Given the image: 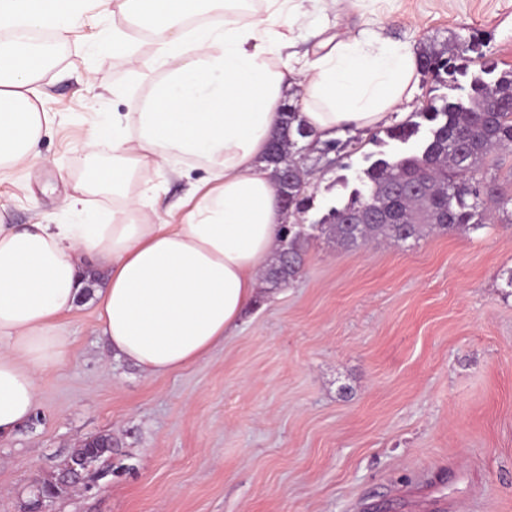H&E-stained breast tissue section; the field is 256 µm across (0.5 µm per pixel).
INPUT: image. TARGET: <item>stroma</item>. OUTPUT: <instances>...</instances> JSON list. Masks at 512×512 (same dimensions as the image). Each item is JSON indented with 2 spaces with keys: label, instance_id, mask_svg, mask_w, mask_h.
<instances>
[{
  "label": "stroma",
  "instance_id": "stroma-1",
  "mask_svg": "<svg viewBox=\"0 0 512 512\" xmlns=\"http://www.w3.org/2000/svg\"><path fill=\"white\" fill-rule=\"evenodd\" d=\"M79 12L41 82L55 121L39 156L0 173L1 222L80 223L67 198L91 160L112 163L111 142L93 137L102 115L131 111L158 74L151 42L135 72L113 54L118 14L98 0ZM327 23L420 51L474 38L512 68V0H354L348 15L310 17L295 51ZM375 150L365 130L308 156L301 276L259 288L199 363L144 377L110 358L96 304L64 316L67 355L45 370L33 414L0 437V512H26L37 480L102 433L111 459L53 512H432L431 495L455 512H512V224L339 247L315 225ZM204 175L196 164L131 190L162 184L168 206Z\"/></svg>",
  "mask_w": 512,
  "mask_h": 512
}]
</instances>
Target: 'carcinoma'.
<instances>
[{"instance_id": "cac0c4a2", "label": "carcinoma", "mask_w": 512, "mask_h": 512, "mask_svg": "<svg viewBox=\"0 0 512 512\" xmlns=\"http://www.w3.org/2000/svg\"><path fill=\"white\" fill-rule=\"evenodd\" d=\"M474 51V44L464 42L450 50L420 54L421 73L437 78L447 92L430 97L412 118L386 128V139H376L383 146L395 142V151L365 156L369 165L357 176L359 186L319 221L338 245L356 249L380 239L404 244L419 240L427 226L458 233L498 221L512 223V194H506L489 173V162L512 151V69H501L480 53L479 68L472 70L468 53ZM492 99L499 103L495 112L488 111ZM281 114L266 161L276 168L286 164L299 170L305 157L301 142L313 132L296 104L284 103ZM279 188L288 195V213L311 208V197L299 181L290 178ZM377 213L392 221L374 222ZM305 238L303 225H284L281 248L265 272L268 288H283L299 276ZM111 455L110 447L76 448L37 485L56 499Z\"/></svg>"}]
</instances>
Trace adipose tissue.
<instances>
[{
    "mask_svg": "<svg viewBox=\"0 0 512 512\" xmlns=\"http://www.w3.org/2000/svg\"><path fill=\"white\" fill-rule=\"evenodd\" d=\"M118 3L126 27L113 30V52L149 38L160 75L132 111L113 113L111 169H88L86 192L111 193V211L81 224H0V434L31 416L44 370L68 350L60 319L78 307L87 267L105 274L100 336L143 376L183 370L231 336L288 221L264 156L290 89L323 142L387 122L419 81L414 49L373 29L288 53L303 0ZM215 13L218 23L191 22ZM78 22L74 0H0L1 30L61 36ZM49 66L29 42H0V169L37 156L53 121L39 108ZM176 159L207 175L152 223L159 190L133 196L129 186Z\"/></svg>",
    "mask_w": 512,
    "mask_h": 512,
    "instance_id": "ef3b65f1",
    "label": "adipose tissue"
}]
</instances>
